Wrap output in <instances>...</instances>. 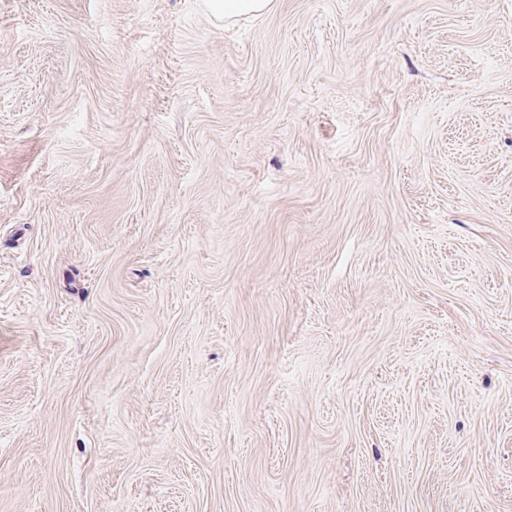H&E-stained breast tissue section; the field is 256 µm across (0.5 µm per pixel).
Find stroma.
Instances as JSON below:
<instances>
[{"mask_svg":"<svg viewBox=\"0 0 512 512\" xmlns=\"http://www.w3.org/2000/svg\"><path fill=\"white\" fill-rule=\"evenodd\" d=\"M0 512H512V0H0ZM204 5L216 18L230 21L243 15L267 12L273 0H204Z\"/></svg>","mask_w":512,"mask_h":512,"instance_id":"stroma-1","label":"stroma"}]
</instances>
